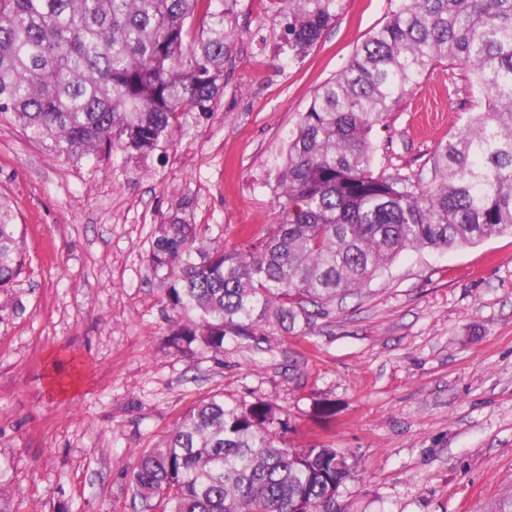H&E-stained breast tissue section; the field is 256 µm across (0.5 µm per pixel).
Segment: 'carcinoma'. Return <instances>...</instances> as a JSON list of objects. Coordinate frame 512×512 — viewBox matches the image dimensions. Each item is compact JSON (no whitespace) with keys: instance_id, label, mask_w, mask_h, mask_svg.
<instances>
[{"instance_id":"obj_1","label":"carcinoma","mask_w":512,"mask_h":512,"mask_svg":"<svg viewBox=\"0 0 512 512\" xmlns=\"http://www.w3.org/2000/svg\"><path fill=\"white\" fill-rule=\"evenodd\" d=\"M236 0H0V116L55 157L147 155L224 94ZM279 51L302 58L343 0H277ZM288 134L272 189L280 222L244 253L207 248L174 212L153 230V273L177 314L168 344L303 333L336 296L406 250L512 233V0H390ZM466 73L476 111L416 173L378 165L371 134L440 66ZM21 232L0 200V288L19 275ZM266 402L199 400L130 483L142 512H346L355 477L337 449L290 448Z\"/></svg>"}]
</instances>
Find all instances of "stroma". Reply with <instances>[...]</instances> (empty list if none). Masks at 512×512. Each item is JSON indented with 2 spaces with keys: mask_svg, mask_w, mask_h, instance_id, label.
<instances>
[{
  "mask_svg": "<svg viewBox=\"0 0 512 512\" xmlns=\"http://www.w3.org/2000/svg\"><path fill=\"white\" fill-rule=\"evenodd\" d=\"M388 0H343L300 60L282 64L270 0H237L215 111L161 150L111 161L49 156L0 121V198L25 264L0 288V512H140L129 474L200 399L272 402L284 439L324 442L361 471L348 512H495L512 497V235L402 253L301 335L167 342L177 319L149 267L172 212L207 246L247 251L278 223L267 182L314 92ZM472 109L447 68L421 77L372 138L420 169Z\"/></svg>",
  "mask_w": 512,
  "mask_h": 512,
  "instance_id": "1",
  "label": "stroma"
}]
</instances>
